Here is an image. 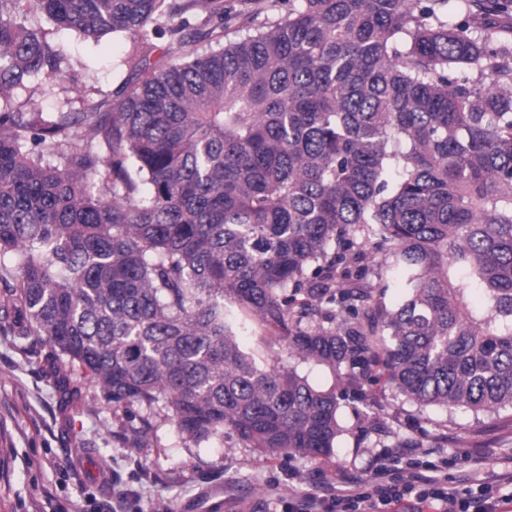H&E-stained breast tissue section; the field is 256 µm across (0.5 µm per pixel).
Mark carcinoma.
I'll list each match as a JSON object with an SVG mask.
<instances>
[{
	"mask_svg": "<svg viewBox=\"0 0 512 512\" xmlns=\"http://www.w3.org/2000/svg\"><path fill=\"white\" fill-rule=\"evenodd\" d=\"M269 8L239 0L225 44L224 0H0V328L138 405L135 447L172 423L328 459L380 379L512 408V0H288L252 28ZM31 11L123 34L144 77L109 109L13 111L64 63ZM250 318L343 390L257 364Z\"/></svg>",
	"mask_w": 512,
	"mask_h": 512,
	"instance_id": "1",
	"label": "carcinoma"
}]
</instances>
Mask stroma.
I'll return each instance as SVG.
<instances>
[{
  "label": "stroma",
  "instance_id": "1",
  "mask_svg": "<svg viewBox=\"0 0 512 512\" xmlns=\"http://www.w3.org/2000/svg\"><path fill=\"white\" fill-rule=\"evenodd\" d=\"M25 23L61 45L66 63L62 75L19 87L14 109L80 112L113 101L123 84L137 81L123 63V36L83 41L35 12ZM239 342L260 365L295 362L259 324ZM62 377L75 390L66 406ZM366 393V401L342 402L344 432L334 456L322 461L274 458L229 431L189 448L170 425L134 448L118 438L132 419L113 411L99 387L0 330V512H286L293 492L324 496L349 479L368 482L376 461L393 479L412 471L436 476L468 498L512 471V411L476 416L421 407L381 382ZM372 416L388 425V436L367 435Z\"/></svg>",
  "mask_w": 512,
  "mask_h": 512
}]
</instances>
